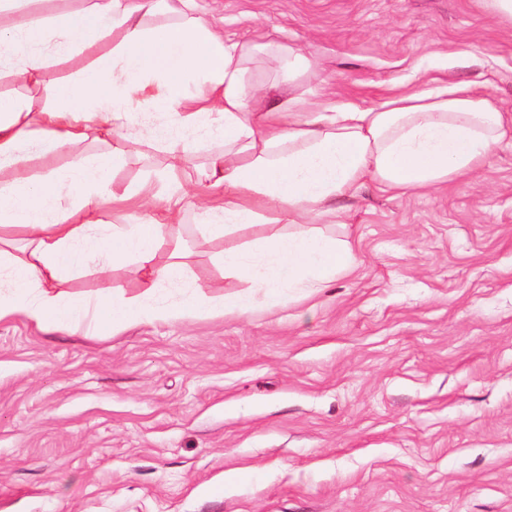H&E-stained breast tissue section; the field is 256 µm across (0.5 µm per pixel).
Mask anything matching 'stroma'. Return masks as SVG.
Returning <instances> with one entry per match:
<instances>
[{
    "mask_svg": "<svg viewBox=\"0 0 512 512\" xmlns=\"http://www.w3.org/2000/svg\"><path fill=\"white\" fill-rule=\"evenodd\" d=\"M225 37L299 46L312 96L379 105L440 78L512 110V26L478 0H194ZM166 155L129 144L117 188ZM354 271L283 307L112 336L0 320V512H512V138L470 176L343 199ZM185 217L189 283L244 293ZM79 298L141 289L90 268ZM231 469L255 480L219 493Z\"/></svg>",
    "mask_w": 512,
    "mask_h": 512,
    "instance_id": "obj_1",
    "label": "stroma"
}]
</instances>
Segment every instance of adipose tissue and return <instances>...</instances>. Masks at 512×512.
<instances>
[{"label":"adipose tissue","mask_w":512,"mask_h":512,"mask_svg":"<svg viewBox=\"0 0 512 512\" xmlns=\"http://www.w3.org/2000/svg\"><path fill=\"white\" fill-rule=\"evenodd\" d=\"M37 0H0V73L34 94L0 97V319L24 316L37 327L70 332L88 325L116 334L155 319L186 320L221 308L236 314L279 306L284 289L314 293L348 274L357 257L348 240L323 231L339 223L337 200L366 181L386 192L437 187L473 171L512 129L502 111L469 84L441 82L395 94L376 107L309 101L300 81L314 67L301 48L276 41L226 39L191 0H80L78 7L33 12ZM108 43V50L64 81H49L52 61ZM277 74L255 83V68ZM144 104L175 121L143 127ZM211 147L205 176L222 197L179 183L153 194L116 190L112 173L125 142L148 138L181 159L186 134ZM109 143L102 153L87 141ZM69 155L65 171L33 176L29 164ZM71 197L62 209L63 197ZM132 203L142 224L104 227L91 201ZM205 215L206 238L235 235L247 224L286 223L250 245L221 255L225 275L249 285L244 296L213 305L201 288L161 304V283L182 280L186 263L175 226L189 210ZM27 241L13 254V232ZM165 264H158L161 248ZM102 268L136 265L141 290L78 300L67 288L85 260Z\"/></svg>","instance_id":"1"}]
</instances>
